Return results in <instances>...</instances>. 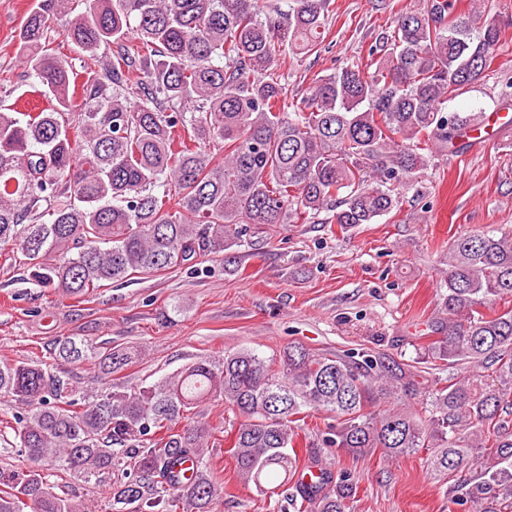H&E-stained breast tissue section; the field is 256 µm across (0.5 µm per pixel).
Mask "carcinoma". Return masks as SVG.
<instances>
[{"mask_svg": "<svg viewBox=\"0 0 512 512\" xmlns=\"http://www.w3.org/2000/svg\"><path fill=\"white\" fill-rule=\"evenodd\" d=\"M39 0L19 32L34 91L52 101L36 114L0 105V250L20 254L28 278L79 298L106 282L151 277L260 239L327 208L341 229L370 224L398 201L388 184L426 169L427 142L464 149L478 117L446 110L495 58V19L426 0L398 15L371 50V72L346 65L288 99L282 55L321 53L329 0ZM81 53L112 55L89 72L57 57L52 35ZM224 153L218 161L203 145ZM512 233L463 234L448 247L436 335L423 359L487 373L427 377L389 353L327 356L289 346L271 358L248 348L191 362L148 386L75 384L68 366L89 362L110 377L140 350L74 336L50 343L53 363L0 361V396L25 406L9 446L24 468L0 470V512H88L53 492L58 468L110 479L105 512H213L223 482L204 454L212 427L199 408L221 401L244 417L231 453L238 476L276 494L293 480L295 512H352L350 473L300 464L294 428L303 414L336 415L325 446L395 460L424 448L437 471L469 475L448 505L512 512ZM422 397L419 410L366 408ZM481 454L473 456L474 445ZM193 460L195 475L179 465ZM316 468L310 483L297 475Z\"/></svg>", "mask_w": 512, "mask_h": 512, "instance_id": "obj_1", "label": "carcinoma"}]
</instances>
